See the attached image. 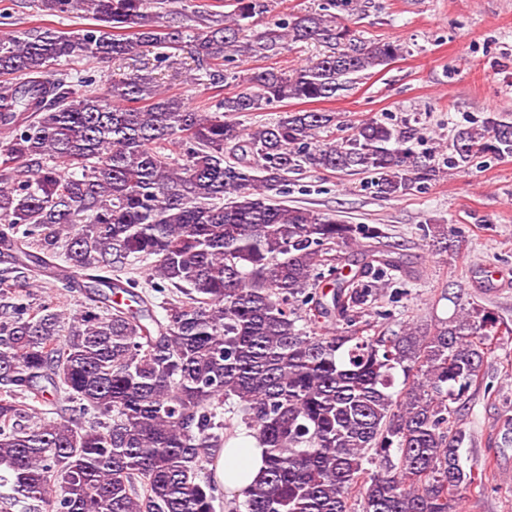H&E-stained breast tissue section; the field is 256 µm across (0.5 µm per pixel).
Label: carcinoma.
Returning <instances> with one entry per match:
<instances>
[{"label":"carcinoma","instance_id":"obj_1","mask_svg":"<svg viewBox=\"0 0 512 512\" xmlns=\"http://www.w3.org/2000/svg\"><path fill=\"white\" fill-rule=\"evenodd\" d=\"M351 3L328 0L250 38L265 0H232L195 28L180 22L193 0H37L44 16L91 23L0 30V249L12 258L0 271L1 500L216 512L201 471L226 443L217 417L228 403L265 449L245 512H352L353 498L360 512H460L482 486L456 421L497 319L476 305L429 331L375 329L365 316L400 268L381 225L274 203L303 169L373 174L384 198L435 179L440 168L413 149L417 130L369 118L327 140L336 113L318 110L237 121L329 99L342 78L403 56L398 41H366L340 21ZM290 42L322 51L289 73L252 72L212 107L156 75L188 47L193 80L220 88L225 63ZM63 57L128 72L101 88L54 69ZM448 151L460 172L480 154L512 157V114L457 127ZM138 263L144 294L130 277ZM59 264L85 294L72 315L30 292ZM335 320L345 327H306Z\"/></svg>","mask_w":512,"mask_h":512}]
</instances>
